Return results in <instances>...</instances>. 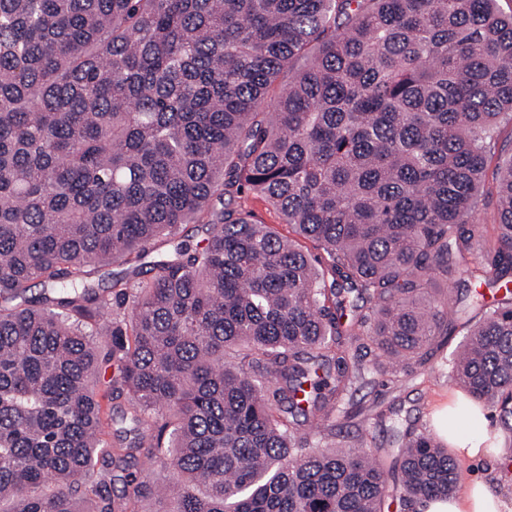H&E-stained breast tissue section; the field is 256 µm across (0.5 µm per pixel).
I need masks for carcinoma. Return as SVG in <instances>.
<instances>
[{"label": "carcinoma", "mask_w": 512, "mask_h": 512, "mask_svg": "<svg viewBox=\"0 0 512 512\" xmlns=\"http://www.w3.org/2000/svg\"><path fill=\"white\" fill-rule=\"evenodd\" d=\"M494 2L0 0L8 512H381L454 490L424 429L392 434L389 467L361 434L326 439L384 426L356 394L443 345L429 287L463 272L505 293L472 295L448 377L512 429V159L495 221L474 218L512 112ZM245 188L321 253L232 207ZM200 221L204 246L159 251ZM111 264L127 271L105 294L92 275ZM124 393L110 443L104 400Z\"/></svg>", "instance_id": "obj_1"}]
</instances>
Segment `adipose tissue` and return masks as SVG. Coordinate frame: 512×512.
Instances as JSON below:
<instances>
[{"mask_svg":"<svg viewBox=\"0 0 512 512\" xmlns=\"http://www.w3.org/2000/svg\"><path fill=\"white\" fill-rule=\"evenodd\" d=\"M438 435L448 444L455 458L466 462H479L488 458L481 436L465 437L461 427L468 415L460 397L448 395L434 405L430 412ZM421 512H512V498H506L496 483L473 477L462 483L450 496L428 500Z\"/></svg>","mask_w":512,"mask_h":512,"instance_id":"obj_1","label":"adipose tissue"}]
</instances>
